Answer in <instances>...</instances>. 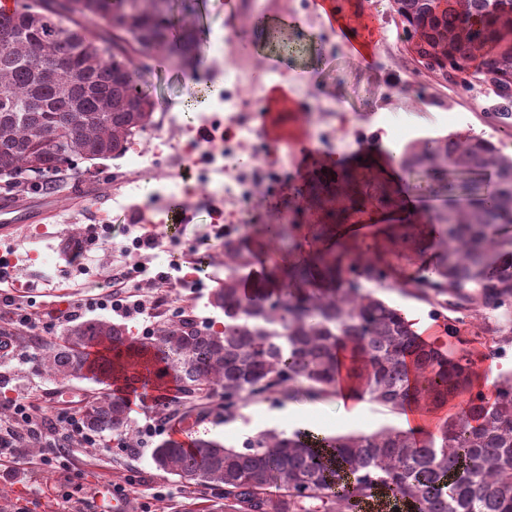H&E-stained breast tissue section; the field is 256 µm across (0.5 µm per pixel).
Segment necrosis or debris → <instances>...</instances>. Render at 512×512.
Masks as SVG:
<instances>
[{
  "mask_svg": "<svg viewBox=\"0 0 512 512\" xmlns=\"http://www.w3.org/2000/svg\"><path fill=\"white\" fill-rule=\"evenodd\" d=\"M256 90L249 78L233 65L224 67V133L220 142L207 145L209 155L220 158L224 181L219 191L224 199V221L228 224H250L262 219L266 224H290L294 206L264 213L260 203L271 182L279 175L278 148L261 143L250 120ZM302 122L312 146L343 148L348 131L336 117L335 106L317 97H309L302 112Z\"/></svg>",
  "mask_w": 512,
  "mask_h": 512,
  "instance_id": "1",
  "label": "necrosis or debris"
}]
</instances>
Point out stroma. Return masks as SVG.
<instances>
[{"label": "stroma", "instance_id": "obj_1", "mask_svg": "<svg viewBox=\"0 0 512 512\" xmlns=\"http://www.w3.org/2000/svg\"><path fill=\"white\" fill-rule=\"evenodd\" d=\"M350 14L375 18L374 32L379 40L370 65L357 62L338 43L322 17L307 8L306 0H173L176 15L193 19L197 26L198 69L204 82L207 104L193 115L183 110L185 82L189 71L174 66L168 58H157L142 83L156 102L155 127H168L171 119L180 122L178 137L167 140L160 161L179 157L186 144L194 142V129L204 122L223 120L224 108V34L228 28L245 22L254 31L252 49L256 55L277 57L276 66L267 74L288 81L294 95L303 90L317 93L321 100L336 104L349 126V148H356L360 133H367L368 146L382 147L384 141L400 139L409 144L417 139L438 138L451 133H471L489 139L502 152L512 155V136H506L497 117L500 100L491 89L480 85L462 87L452 80L436 77L422 68L409 52L403 25L388 0H346ZM403 122L408 133L396 137L389 117ZM302 144L282 149L279 178L271 183L262 202L263 209L282 208L290 198L304 202L301 221L289 239L281 244L283 255L298 248L317 249L330 222L334 205L332 193L314 179L305 177L298 159L305 152ZM221 183L218 162L194 168L180 180L135 177L127 156L97 161L80 178L67 173L54 177V189L5 190L0 177V201L12 199H52L56 213L45 224L33 227L31 237L18 241L0 239V252L15 259V284L0 285V332L56 340L64 336L71 322L63 313L79 301L83 318L119 320L133 337L144 336L155 322L181 310L192 312L197 321L213 329H222L223 313L212 307L210 295L224 280V223L214 217L210 198L189 199L187 190L200 177ZM193 201L194 223L169 225V206ZM99 227L101 242L95 248L65 260L55 251V235L64 231L81 234ZM404 241L393 243L377 237L358 241V253L380 259L388 272L385 287L376 296L416 315L418 321L445 327L459 320L458 333L449 339V353L467 351L485 376V393H493L501 375L512 371V335L491 337L490 328L502 324L505 313L487 316L485 323L465 320L464 310L439 307L411 295L401 284L409 279L423 255L439 260L441 249L432 245L422 250L415 227L401 229ZM157 236L152 250L136 249L135 237ZM121 276L130 294L145 308L137 316H116L100 309V298L108 294L113 276ZM31 313L33 322L23 326L18 311ZM91 380L62 384L37 371L20 347L0 357V406L22 394L35 403L46 424L57 421L58 414L81 409L86 399L98 391ZM210 417L186 430L184 425L167 422L135 452L120 449L115 437L97 436L95 444L72 448L71 472L89 482H109L125 486L130 495L129 512H209L210 493L177 476L157 471L152 452L169 439L193 436L241 446L255 434L269 430L270 422L252 418L250 408H280L274 399L249 398L242 402L237 416L224 418V400L214 397ZM322 420L334 433L373 432L399 427V413L376 402H368L362 415L344 421L335 396L319 398ZM40 453H23L15 471L0 467V512H54L58 492V474L43 470Z\"/></svg>", "mask_w": 512, "mask_h": 512}]
</instances>
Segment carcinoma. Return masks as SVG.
I'll return each instance as SVG.
<instances>
[{
  "label": "carcinoma",
  "mask_w": 512,
  "mask_h": 512,
  "mask_svg": "<svg viewBox=\"0 0 512 512\" xmlns=\"http://www.w3.org/2000/svg\"><path fill=\"white\" fill-rule=\"evenodd\" d=\"M398 0L403 32L419 53L446 57L448 71L479 69L491 89H512V0ZM194 29L170 0H15L0 10V173L24 183L125 154L152 124L154 103L140 88L143 58L166 54L192 62ZM397 165L445 180L438 212L443 257L401 287L429 301L475 302L482 314L512 308V156L478 135L450 134L405 149ZM239 256L211 294L224 330L181 312L138 341L119 323L87 319L61 343L27 340L38 368L55 380L93 378L104 385L127 365L150 372L201 400L190 410L162 406L168 420L203 421L207 400L224 397V420L247 397L316 399L335 392L341 374L369 400L404 409L440 410L461 399V414L416 436L400 428L333 435L319 444L299 431L263 432L242 447L198 439L153 451L157 470L212 491L224 512H354L371 502L406 512H512V376L494 400L475 386L478 371L461 350L426 343L398 308L365 283L386 280L379 260L324 255L288 272L276 288H243ZM86 429L137 447L126 399L110 391L88 399Z\"/></svg>",
  "instance_id": "1"
}]
</instances>
